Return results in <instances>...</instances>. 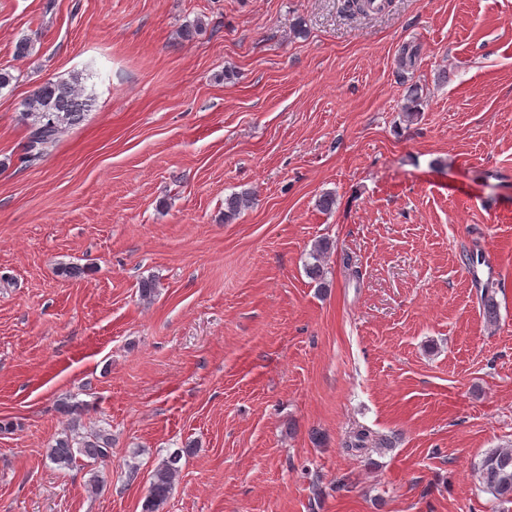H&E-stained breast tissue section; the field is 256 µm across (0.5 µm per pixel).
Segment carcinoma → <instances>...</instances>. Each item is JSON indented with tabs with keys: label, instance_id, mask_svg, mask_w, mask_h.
I'll list each match as a JSON object with an SVG mask.
<instances>
[{
	"label": "carcinoma",
	"instance_id": "obj_1",
	"mask_svg": "<svg viewBox=\"0 0 512 512\" xmlns=\"http://www.w3.org/2000/svg\"><path fill=\"white\" fill-rule=\"evenodd\" d=\"M91 95L86 93L83 75L76 73L67 79L48 81L38 87L24 101L22 118L26 120L28 135L26 162L33 164L42 160L56 146L62 129L80 123L91 107ZM250 203L249 196L233 195L226 199L224 220L229 221ZM330 250V243H318L313 252L314 263L307 265V273L324 285L321 260ZM483 313L490 323L498 320V303L494 291L487 286L483 294ZM61 413L69 417L67 429L58 434L47 448V459L58 470L82 467L89 474L88 486L97 491L103 484L101 468L112 455V434L101 427L86 428L81 425L83 404L63 400L59 403ZM380 448L381 439L370 430L360 428L353 432L346 444L349 451H361L369 446ZM181 460L174 452L162 459L154 468L148 494L142 512H160L179 477ZM477 474L484 489L499 503H512V448L491 449L482 458Z\"/></svg>",
	"mask_w": 512,
	"mask_h": 512
}]
</instances>
